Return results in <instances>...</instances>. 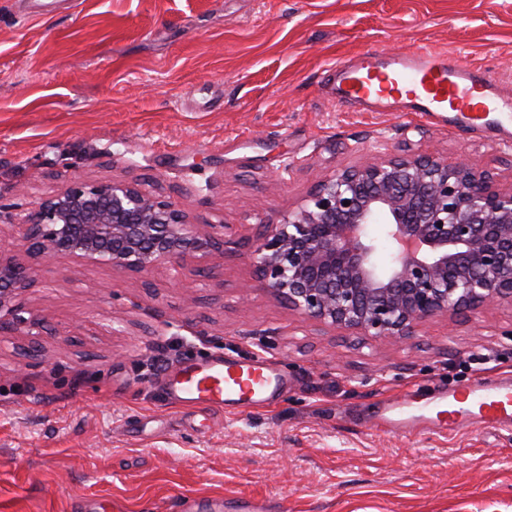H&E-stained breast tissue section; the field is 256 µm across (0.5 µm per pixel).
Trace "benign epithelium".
I'll return each instance as SVG.
<instances>
[{"label":"benign epithelium","instance_id":"benign-epithelium-1","mask_svg":"<svg viewBox=\"0 0 512 512\" xmlns=\"http://www.w3.org/2000/svg\"><path fill=\"white\" fill-rule=\"evenodd\" d=\"M385 225L378 263L369 226ZM243 246L261 287L303 317L395 342L439 314L512 300V186L435 154L389 156L317 182L305 203ZM224 250L176 203L133 182L76 184L33 207L17 240L0 237V333L34 269L20 253L150 273Z\"/></svg>","mask_w":512,"mask_h":512}]
</instances>
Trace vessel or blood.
<instances>
[{
    "instance_id": "1",
    "label": "vessel or blood",
    "mask_w": 512,
    "mask_h": 512,
    "mask_svg": "<svg viewBox=\"0 0 512 512\" xmlns=\"http://www.w3.org/2000/svg\"><path fill=\"white\" fill-rule=\"evenodd\" d=\"M328 80L338 105L380 112L388 103H399L406 111L452 127L478 128L494 143L512 142V129L495 116L500 102L511 99L512 93L490 72L461 65L453 55L368 49L330 66ZM162 385L164 394L177 403L213 412L233 406L243 413L273 401L288 381L258 357H212L171 365ZM475 422L512 424V379L443 390L426 400L382 403L374 426L411 435L430 425L453 433Z\"/></svg>"
}]
</instances>
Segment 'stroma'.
<instances>
[{
    "label": "stroma",
    "mask_w": 512,
    "mask_h": 512,
    "mask_svg": "<svg viewBox=\"0 0 512 512\" xmlns=\"http://www.w3.org/2000/svg\"><path fill=\"white\" fill-rule=\"evenodd\" d=\"M431 48L512 88V0H0V202L137 182L226 241L149 274L33 260L0 334V512H512V428L371 429L406 392L512 374V302L396 342L308 320L244 248L321 178L434 153L512 183V145L338 106L327 66ZM264 357L271 405L169 403L156 358Z\"/></svg>",
    "instance_id": "35a3bbf8"
}]
</instances>
